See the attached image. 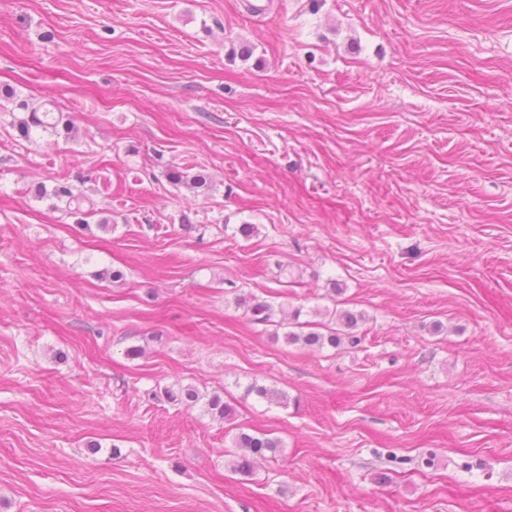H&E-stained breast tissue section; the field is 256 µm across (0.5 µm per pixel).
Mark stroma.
Returning <instances> with one entry per match:
<instances>
[{"instance_id": "1", "label": "stroma", "mask_w": 512, "mask_h": 512, "mask_svg": "<svg viewBox=\"0 0 512 512\" xmlns=\"http://www.w3.org/2000/svg\"><path fill=\"white\" fill-rule=\"evenodd\" d=\"M0 512H512V0H0ZM19 109L26 112L25 116L14 117L11 126L23 139L30 138L33 128H41L45 131L48 129L57 131L60 125L67 131L71 128V123L68 120L63 121V113L50 101L42 104L39 108L32 107L31 109L26 103H22L19 105ZM52 195L59 200L67 199V201H69V205H75L73 211H70V214H91L92 209L87 211L82 210L81 204L85 201V197L73 184L68 182L59 183L55 186ZM300 314L296 312L293 314V318L291 319L293 322H288V328H298L299 331L288 330L284 333V339L286 343L289 344H301L307 347L318 346L319 348H323L325 345H329L331 347H336V344H340L342 340V336H339V329H333L327 327V333H323L321 331L309 330L304 331L303 328L305 325L301 322H298ZM291 325V326H290ZM239 430L234 445L243 452L237 453L232 462L234 471L238 473L250 475L258 458H266L268 455L275 457L279 448H283L279 439L269 437L268 434L255 435L241 428Z\"/></svg>"}]
</instances>
